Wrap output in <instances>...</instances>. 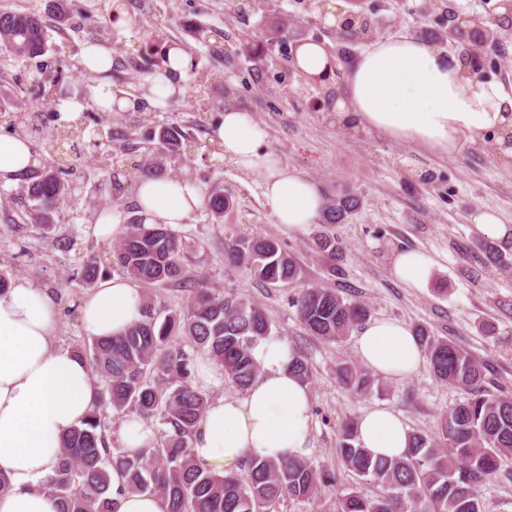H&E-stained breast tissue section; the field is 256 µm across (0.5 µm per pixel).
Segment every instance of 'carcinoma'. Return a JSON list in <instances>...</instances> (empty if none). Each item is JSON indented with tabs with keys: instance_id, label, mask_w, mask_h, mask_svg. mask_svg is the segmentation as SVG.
<instances>
[{
	"instance_id": "carcinoma-1",
	"label": "carcinoma",
	"mask_w": 512,
	"mask_h": 512,
	"mask_svg": "<svg viewBox=\"0 0 512 512\" xmlns=\"http://www.w3.org/2000/svg\"><path fill=\"white\" fill-rule=\"evenodd\" d=\"M145 43L170 63V49L159 33ZM43 16L0 12V50L17 58H33L47 50ZM20 135L55 154L41 170H33L23 186L21 204L30 223L45 231L70 194L56 161L63 144L80 135L81 123L68 126L61 140L48 144L37 138V117L16 106L0 108ZM185 135L161 127L148 141L163 154L179 155ZM359 199L349 192L330 198L322 223L339 224L357 209ZM230 200L221 192L205 199V209L224 217ZM229 257L245 277L259 284L295 291L292 303L310 335L341 341L368 317L366 305L326 288L299 285L296 260L268 238H239L228 246ZM188 243L183 235L162 224L147 226L134 220L112 247L110 261L99 255L82 260L80 276L91 286L113 263L146 286L179 284L189 289L184 310L165 313L145 300L141 319L117 337H94L75 351L82 355L102 386L100 401L81 425L65 436L61 462L46 486L61 512H115L112 471L120 490L158 494L166 512H277L285 498L313 499L336 484V472L319 469L306 458L279 461L251 457L243 473L224 476L199 465L190 448L192 433L205 414L209 397L191 379L193 354H207L224 378L246 390L259 369L250 349L259 338L272 335L264 309L248 299H231L206 288L189 270ZM433 375L466 391L468 397L448 409L439 421L438 436L409 434V448L398 458L375 457L357 443L355 426L341 430L337 459L355 478L378 489L366 494L354 488L336 501V512H486L478 487L512 460V397L482 388L485 366L456 342L438 338L424 327L415 329ZM342 383L355 393L372 388L368 371L344 362L337 368ZM117 417L136 415L156 419L157 435L144 448H112V435L102 408Z\"/></svg>"
}]
</instances>
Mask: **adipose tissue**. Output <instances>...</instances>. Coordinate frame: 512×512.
<instances>
[{"label": "adipose tissue", "mask_w": 512, "mask_h": 512, "mask_svg": "<svg viewBox=\"0 0 512 512\" xmlns=\"http://www.w3.org/2000/svg\"><path fill=\"white\" fill-rule=\"evenodd\" d=\"M348 133L376 131L408 146L451 152L464 138L496 134L503 160L512 161V81L469 74L463 62L433 43L399 30L372 41L344 73L332 114ZM217 138L224 157L262 177V197L278 224L291 231L316 223L325 206L319 186L264 147L267 133L247 112L225 109ZM30 142L0 136V183L36 167ZM137 214L147 225L177 228L204 200L176 177L137 183ZM433 256L398 252L393 271L411 288L425 287ZM144 296L130 278L98 281L82 303L88 335L116 336L142 314ZM58 304L52 291L14 280L0 294V472L11 485L0 512H58L43 486L55 475L64 434L94 409L100 382L73 348L59 345ZM362 363L393 379L413 374L423 360L414 333L396 319L371 321L357 340ZM260 374L239 398L209 403L191 440L197 462L214 472L237 470L249 457L304 458L313 451L312 397L291 368L295 354L276 338L251 350ZM362 447L387 457L408 448L407 427L379 406L356 422Z\"/></svg>", "instance_id": "ef3b65f1"}]
</instances>
